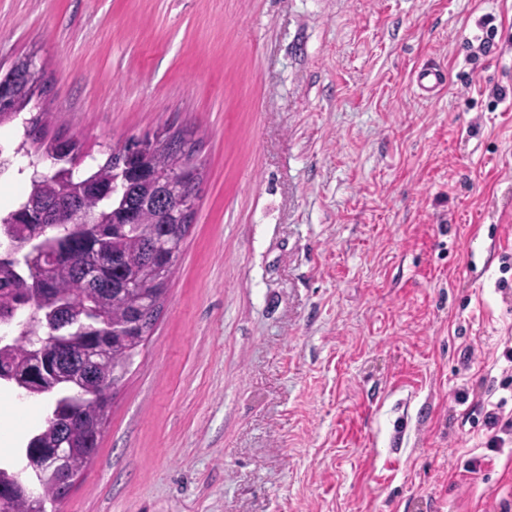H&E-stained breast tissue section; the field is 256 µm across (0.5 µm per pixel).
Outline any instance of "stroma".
Wrapping results in <instances>:
<instances>
[{
    "mask_svg": "<svg viewBox=\"0 0 512 512\" xmlns=\"http://www.w3.org/2000/svg\"><path fill=\"white\" fill-rule=\"evenodd\" d=\"M29 55V111L96 162L205 133L178 272L59 512H512L478 409L512 417V0H0V75ZM47 417L1 387L0 461ZM445 79V72L436 67L421 68L415 74V82L422 95H436L443 88Z\"/></svg>",
    "mask_w": 512,
    "mask_h": 512,
    "instance_id": "35a3bbf8",
    "label": "stroma"
}]
</instances>
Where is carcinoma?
Segmentation results:
<instances>
[{
    "label": "carcinoma",
    "instance_id": "1",
    "mask_svg": "<svg viewBox=\"0 0 512 512\" xmlns=\"http://www.w3.org/2000/svg\"><path fill=\"white\" fill-rule=\"evenodd\" d=\"M37 87L28 58L0 77V125L14 121ZM49 112L23 119V136L13 149L31 159L62 158L54 172L30 181L26 200L0 213V321L14 323L20 310L36 318L21 331L0 335V363L10 371L0 382L26 398L54 396L47 426L25 445V466L0 465V512H27L29 499L16 489L32 462L44 500L55 502L60 485L80 473L95 455L112 395L125 375L121 362L134 360L142 345L140 320L147 301L166 292L179 256L160 249L189 225L186 208L165 198L161 178L171 166L195 160L196 132L155 135L108 149L104 163L76 170L82 144L49 135ZM58 329L57 351L42 362L31 337ZM66 448L61 460L52 449Z\"/></svg>",
    "mask_w": 512,
    "mask_h": 512
}]
</instances>
